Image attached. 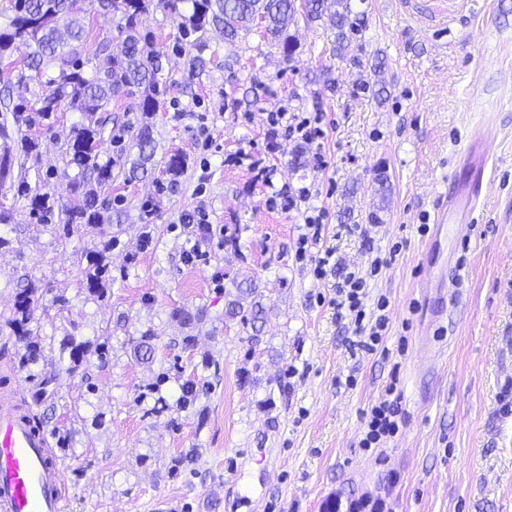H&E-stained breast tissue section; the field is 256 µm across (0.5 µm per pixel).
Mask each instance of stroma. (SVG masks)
I'll return each instance as SVG.
<instances>
[{
  "instance_id": "stroma-1",
  "label": "stroma",
  "mask_w": 512,
  "mask_h": 512,
  "mask_svg": "<svg viewBox=\"0 0 512 512\" xmlns=\"http://www.w3.org/2000/svg\"><path fill=\"white\" fill-rule=\"evenodd\" d=\"M348 2L357 30L344 46L325 15L289 27L288 58L260 28L232 46L212 29L205 65L191 71L197 52L177 13L148 0L139 29L161 59L152 174L126 178L138 96L96 115L114 136L104 195L120 223L59 232L31 220L15 182H0V212L13 216L0 224L10 241L0 249V393L30 406L49 443L65 437L66 512H322L331 496L385 488L394 512H512V0ZM83 22L81 56L121 45L120 15L86 0ZM284 110L315 120L320 135L280 138L272 153L267 120ZM84 120L64 103L51 126L31 125L32 193L68 200L65 148ZM172 154L187 160L174 178L163 165ZM256 160L272 167V186L309 189L343 270L381 259L369 294L389 301L386 352L348 348L335 274L319 282L294 256L307 210L270 206ZM472 194L469 235L453 209L446 238L420 232ZM199 207L212 239L189 263L194 228L182 218ZM352 224L370 225V244ZM109 238L110 281L92 297L80 287L83 254ZM443 267L446 287L423 291ZM26 279L43 292L31 323L43 356L30 367L8 324ZM240 286L252 290L244 307L263 309L257 324L225 314ZM146 333L149 361L137 352ZM69 335L105 344L106 358L67 373ZM53 371L60 388L37 401L40 375ZM392 381L400 429L382 451L364 450V412Z\"/></svg>"
}]
</instances>
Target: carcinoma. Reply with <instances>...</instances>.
Instances as JSON below:
<instances>
[{"label": "carcinoma", "instance_id": "cac0c4a2", "mask_svg": "<svg viewBox=\"0 0 512 512\" xmlns=\"http://www.w3.org/2000/svg\"><path fill=\"white\" fill-rule=\"evenodd\" d=\"M77 0H15L14 17L9 27L0 31V55L23 46V69L43 77L51 64L58 66L59 74L39 82L40 93L36 105L14 100L11 74L0 78V107L12 113L14 127L0 124V179L13 174V156L8 142L16 143L26 157L33 156L36 143L22 133V127L35 119L48 121L62 102L86 116L87 122L72 131L65 151L66 167L77 170L70 183V204L58 207L47 193L29 195L28 184L21 180L17 195L29 201L31 219L39 224H56L67 234L74 224H110L112 211L100 198V192L112 186V162L100 161L105 144L102 128L93 120L112 103L133 88L143 89L138 105L141 122L134 134L138 156L128 172V179L145 177L150 172L156 145L152 138L151 119L157 112L155 51L152 42L140 33L138 20L147 8V0H97L105 11L119 13L125 20L123 52L114 55L108 46H102L93 57L80 58L77 43L86 36L79 14L74 7ZM172 7L181 19L187 34H196L195 44L205 41L204 34L213 26L224 33V42L232 45L239 32L255 21L263 24L262 36L281 47L284 56L292 55L295 44L288 35L289 26L299 15L307 19L331 12L337 39L349 38L355 32L350 19V6L344 0H172ZM114 240H102L84 253L86 259L82 288L92 297L106 292L111 267L110 255ZM39 286L29 281L19 289L9 325L24 344V362H35L43 355L39 338L28 328L34 306L39 302ZM69 351L70 373L88 357L95 354L102 359L105 345L69 336L63 342Z\"/></svg>", "mask_w": 512, "mask_h": 512}]
</instances>
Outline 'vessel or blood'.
<instances>
[{
  "mask_svg": "<svg viewBox=\"0 0 512 512\" xmlns=\"http://www.w3.org/2000/svg\"><path fill=\"white\" fill-rule=\"evenodd\" d=\"M41 425L0 400V512H63L67 487Z\"/></svg>",
  "mask_w": 512,
  "mask_h": 512,
  "instance_id": "b4317fda",
  "label": "vessel or blood"
}]
</instances>
